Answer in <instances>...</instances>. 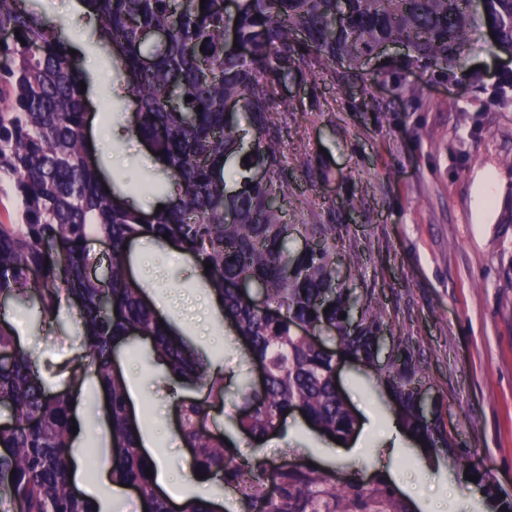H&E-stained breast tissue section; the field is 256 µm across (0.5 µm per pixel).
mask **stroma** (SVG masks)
Listing matches in <instances>:
<instances>
[{
	"label": "stroma",
	"instance_id": "1",
	"mask_svg": "<svg viewBox=\"0 0 512 512\" xmlns=\"http://www.w3.org/2000/svg\"><path fill=\"white\" fill-rule=\"evenodd\" d=\"M39 7L64 25L80 68L110 74L108 55L90 38L93 22H69L67 0H41ZM509 63L480 30L450 75L438 67L407 71L378 57L365 63L360 81L314 77L300 67L284 83L290 110L279 119L280 141L293 187L285 218L335 225L340 256H358L348 272L351 287L383 305L389 343L419 357L454 447L430 454L410 438L399 448L388 445L386 425L396 418L391 399L375 369L348 365L340 387L359 427L346 446L297 414L283 435L259 444L236 429L234 404L213 409L210 429L229 437L242 457L287 460L353 478L366 490L388 482L406 512H487L485 496H467L462 476L478 459L512 496V87L496 78ZM89 112L107 182L153 211L158 198L137 190L153 172L143 160L148 148L125 138L128 115L110 87L91 99ZM132 270L191 347L226 371L243 368L232 330L217 331L199 309L205 280L191 259L143 241L133 248ZM9 321L23 345L54 365L75 357L73 323L43 331L34 314L13 313ZM151 353L150 344L136 342L119 364L135 413L150 417L143 442L161 490L177 503L200 495L224 512H240L231 490L185 469L191 453L178 434L177 397L162 387L165 369ZM82 399L73 452L92 459L98 477L77 471V488L112 512H143L134 491L101 479L111 470L112 446L104 412L87 407L102 400L96 379L87 378Z\"/></svg>",
	"mask_w": 512,
	"mask_h": 512
}]
</instances>
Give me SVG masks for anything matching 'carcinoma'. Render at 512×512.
<instances>
[{"instance_id":"1","label":"carcinoma","mask_w":512,"mask_h":512,"mask_svg":"<svg viewBox=\"0 0 512 512\" xmlns=\"http://www.w3.org/2000/svg\"><path fill=\"white\" fill-rule=\"evenodd\" d=\"M38 2L0 0V28L19 32L0 44V200L12 201L0 219V295L44 319L58 320L64 302L76 310L75 343L111 424L112 483L138 488L147 512H170L142 443L149 416L136 417L114 363L116 349L137 332L166 366L163 384L171 394L189 382L206 389L205 401L184 405L180 436L192 448L193 471L232 489L245 512H340L343 499L355 512H370L358 482L338 488L336 479L286 461L277 495H269L267 461L242 459L224 435L197 421L231 401L247 409L236 426L252 440L282 434L293 413L331 439L345 442L354 432L357 418L336 385L337 353L295 326L339 327L338 353L371 365L385 312L365 297L356 325L341 318L354 295L336 277V225L289 224L268 203L292 192L275 122L289 104L278 88L300 65L315 76L338 64L340 80L357 81L365 58L387 42L408 46L405 68L449 70L482 17L467 0H234L232 11L224 0H84L97 22L92 36L112 59L116 98L131 103L134 132L154 157L148 189L164 208L146 213L103 189L85 136L83 77ZM341 3L345 20L338 23ZM487 7L500 39L512 41V0H487ZM149 29H167L169 37L148 43L142 32ZM230 103L236 111H225ZM243 118L255 139L250 151ZM258 165L270 174L264 184L251 179ZM299 237L314 247L294 250ZM95 240L109 244L106 256L89 249ZM142 240L176 245L199 267L211 265L206 281L246 343V362L266 370L262 389L244 376L229 391L224 367L199 355L161 318L128 262L126 248ZM103 264L105 277L93 276ZM244 280L262 285L263 307L244 295ZM0 353L9 357L0 365V416L19 423L0 426V503L23 500L28 512H100L69 478L79 376L71 375L65 391L49 390L42 375L49 366L6 323ZM421 371L414 352L398 346L378 378L405 407L403 430L438 452L452 446V437L439 413L414 412ZM469 474L477 475L492 512H512V498L489 473ZM214 505L195 496L182 509L214 512Z\"/></svg>"}]
</instances>
